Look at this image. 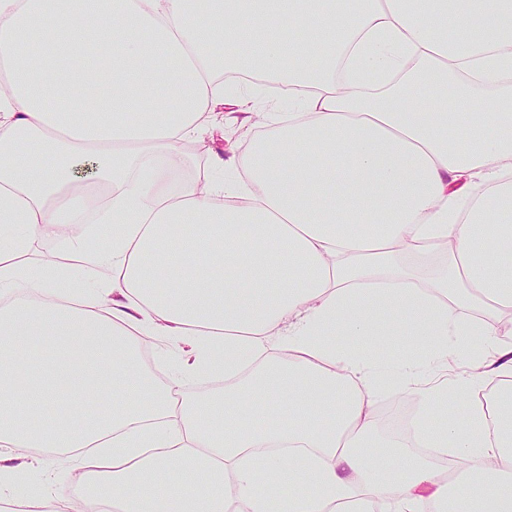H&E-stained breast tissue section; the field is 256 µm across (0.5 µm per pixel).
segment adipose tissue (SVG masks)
I'll list each match as a JSON object with an SVG mask.
<instances>
[{"label": "adipose tissue", "instance_id": "ef3b65f1", "mask_svg": "<svg viewBox=\"0 0 512 512\" xmlns=\"http://www.w3.org/2000/svg\"><path fill=\"white\" fill-rule=\"evenodd\" d=\"M223 71L294 110L264 102L275 136L230 177L179 179ZM86 171L111 223L87 221ZM74 224L72 265L26 262ZM509 314L512 0H0L14 512H512ZM203 373L223 390L187 396ZM404 394L415 446L375 412ZM41 448L81 495L29 485Z\"/></svg>", "mask_w": 512, "mask_h": 512}]
</instances>
